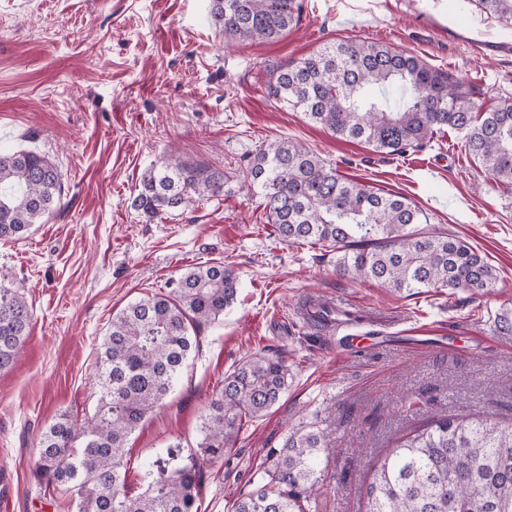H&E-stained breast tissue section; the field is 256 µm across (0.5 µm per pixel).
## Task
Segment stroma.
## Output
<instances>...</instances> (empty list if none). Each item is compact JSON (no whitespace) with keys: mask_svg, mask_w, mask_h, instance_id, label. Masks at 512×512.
<instances>
[{"mask_svg":"<svg viewBox=\"0 0 512 512\" xmlns=\"http://www.w3.org/2000/svg\"><path fill=\"white\" fill-rule=\"evenodd\" d=\"M296 27L274 41L225 44L209 0H0V151L34 149L62 173L55 212L23 239L0 240V278L23 288L33 317L23 353L0 373V512H75L34 479L42 431L97 405V351L115 313L170 291L210 261L239 279L236 303L203 328L182 380L131 435L127 491L174 444L198 451L208 401L253 356L283 357L288 389L234 447L208 464L198 512H231L292 429L332 433L311 512H363L371 466L430 416L512 420V187L497 184L448 129L388 155L336 137L268 95V70L338 40L416 54L471 84L482 109L512 102V35L475 0H298ZM291 140L373 190L399 193L496 268L492 287L398 293L343 278L318 245L278 239L246 167L262 143ZM224 175L221 196L146 218L133 206L159 158ZM320 295L369 315L359 347L299 315ZM405 395L431 407L402 406Z\"/></svg>","mask_w":512,"mask_h":512,"instance_id":"35a3bbf8","label":"stroma"}]
</instances>
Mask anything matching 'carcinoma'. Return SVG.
I'll use <instances>...</instances> for the list:
<instances>
[{
	"label": "carcinoma",
	"instance_id": "carcinoma-1",
	"mask_svg": "<svg viewBox=\"0 0 512 512\" xmlns=\"http://www.w3.org/2000/svg\"><path fill=\"white\" fill-rule=\"evenodd\" d=\"M512 25V0H477ZM295 0H210V23L227 42L269 41L296 23ZM269 93L342 138L402 156L445 127L498 183L512 186V103L481 112L471 87L421 57L376 42L333 43L279 65ZM250 186L288 244L336 253V270L411 295L424 288L480 291L495 269L468 243L429 224L402 195L346 181L292 141L259 147ZM62 174L37 150L0 152V239L20 240L60 201ZM224 192V176L200 164L160 159L141 176L134 206L150 218ZM239 281L222 263L188 268L174 289L127 305L100 343L99 396L83 423L64 412L43 431L34 476L76 512H194L204 464L224 457L244 423L264 417L288 389L280 357L253 356L224 376L200 426L198 454L170 449L148 464L149 492L126 490V445L169 394L198 347L203 326L236 301ZM32 322L24 290L0 283V372L16 362ZM331 434L290 432L270 453L259 486L234 512H310L319 490L316 460ZM364 512H512V421L431 418L373 466Z\"/></svg>",
	"mask_w": 512,
	"mask_h": 512
}]
</instances>
